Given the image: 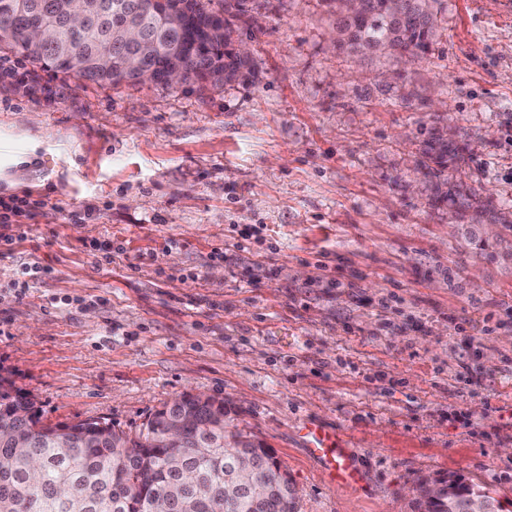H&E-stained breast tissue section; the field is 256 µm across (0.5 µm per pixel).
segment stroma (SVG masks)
<instances>
[{"label":"stroma","instance_id":"obj_1","mask_svg":"<svg viewBox=\"0 0 512 512\" xmlns=\"http://www.w3.org/2000/svg\"><path fill=\"white\" fill-rule=\"evenodd\" d=\"M494 2L444 0L415 61L337 47L323 0H254L247 82L0 76V196L39 202L0 242V376L43 422L131 435L180 394L222 398L295 512H415L449 474L512 512V15ZM442 133L459 152L438 204L419 161ZM309 423L351 438L358 485L325 484Z\"/></svg>","mask_w":512,"mask_h":512}]
</instances>
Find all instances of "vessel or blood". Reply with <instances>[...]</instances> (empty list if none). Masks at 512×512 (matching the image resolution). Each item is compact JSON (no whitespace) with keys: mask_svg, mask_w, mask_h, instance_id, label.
<instances>
[{"mask_svg":"<svg viewBox=\"0 0 512 512\" xmlns=\"http://www.w3.org/2000/svg\"><path fill=\"white\" fill-rule=\"evenodd\" d=\"M303 437L309 454L321 461L329 482L336 485L358 482L359 471L345 434L311 423L305 426Z\"/></svg>","mask_w":512,"mask_h":512,"instance_id":"1","label":"vessel or blood"}]
</instances>
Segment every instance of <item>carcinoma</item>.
I'll return each instance as SVG.
<instances>
[{"label": "carcinoma", "instance_id": "cac0c4a2", "mask_svg": "<svg viewBox=\"0 0 512 512\" xmlns=\"http://www.w3.org/2000/svg\"><path fill=\"white\" fill-rule=\"evenodd\" d=\"M181 27L168 16H145L151 0H90L88 26L62 23L69 0H0V52H15L33 68L117 88L141 83L128 61L139 52L164 70L175 59L192 83L219 86L255 74L253 60L235 50L234 34L250 12L248 0H185ZM336 9L338 40L362 55L418 59L426 55L442 0H362L350 14L345 0H323ZM224 14V36L211 38L212 18ZM151 29L134 46L123 30ZM447 141L428 143L420 161L437 177L448 168ZM180 424L176 435L170 423ZM0 512H294L295 489L272 451L232 428L230 410L203 395L164 404L131 436L102 419L45 424L34 402L0 377ZM437 497L422 495L423 512H463L472 496L489 492L452 476Z\"/></svg>", "mask_w": 512, "mask_h": 512}]
</instances>
